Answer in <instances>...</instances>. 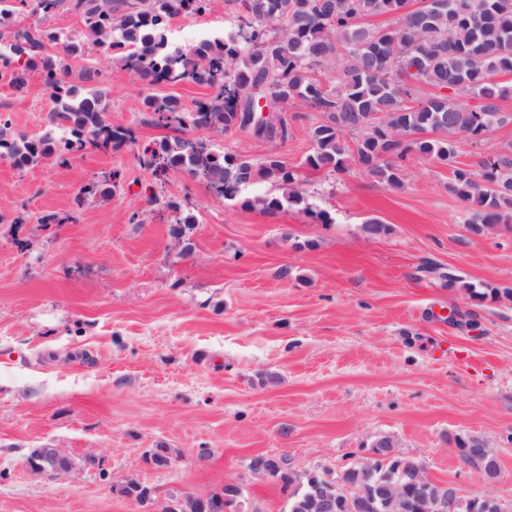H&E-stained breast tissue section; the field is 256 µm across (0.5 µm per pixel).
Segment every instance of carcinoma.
Segmentation results:
<instances>
[{
	"label": "carcinoma",
	"instance_id": "obj_1",
	"mask_svg": "<svg viewBox=\"0 0 512 512\" xmlns=\"http://www.w3.org/2000/svg\"><path fill=\"white\" fill-rule=\"evenodd\" d=\"M18 2L24 0H0V79L21 90L37 71L53 101L52 129L37 139L0 124V158L19 171L53 155L65 160L135 143L132 128L105 119L107 74L87 72L84 80L95 86L84 92L71 83L63 56L46 52L60 43L64 56L80 57L89 45L150 86L211 90L192 110L176 97L147 95L144 105L157 126L218 134L242 129L245 104L263 93L273 112L284 114L299 103L322 114L310 131L306 167L329 174L357 167L400 189L405 163L416 156L450 171L449 189L468 204L465 224L472 234L512 223V146L480 159L474 169L458 161L459 140L477 147L508 119L500 102L512 96V85L500 77L512 74V0H422L425 6L410 13L404 12L409 0H235V27L205 35L189 48L174 43L169 23L206 12L211 0H36L43 24L33 26L22 24ZM62 8L80 16L81 36L63 38L44 24ZM386 15L398 16L397 24L370 23ZM330 66L331 79H322ZM423 85L435 93L421 92ZM472 99L477 104H469ZM290 135L284 121L258 138L281 145ZM137 159L161 183L173 171L186 172L229 201L267 183L270 188L248 204L268 213L303 202L296 169L276 151L255 162L243 154L196 152L188 139L174 137L145 147ZM96 184L112 194L121 174L111 171ZM148 201L162 213L179 214L178 224L196 222L194 213L155 192ZM448 287L472 299L512 300L511 288L478 287L453 273ZM253 472L288 495V512H314L315 498L336 494L334 483L318 474L305 477L278 456ZM338 477L363 492L373 503L370 512H385L398 481L411 503L405 512H417L432 486L413 456H394L370 469L350 465ZM241 496V487L231 485L210 494L226 505L240 504Z\"/></svg>",
	"mask_w": 512,
	"mask_h": 512
}]
</instances>
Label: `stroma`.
<instances>
[{
  "mask_svg": "<svg viewBox=\"0 0 512 512\" xmlns=\"http://www.w3.org/2000/svg\"><path fill=\"white\" fill-rule=\"evenodd\" d=\"M236 8L212 0L173 19L172 36L189 45L224 32ZM66 63L75 79L109 72L105 118L138 141L23 173L0 158V512H137L117 492L130 479L166 499L235 483L239 512H285L286 494L248 471L250 456L337 472L382 435L433 481L512 497V301L471 299L447 279L512 288V228L472 235L450 172L424 159L408 161L399 189L357 168L301 167L321 118L301 107L278 151L304 204L269 215L180 171L157 187L136 154L170 131L152 124L145 97L190 108L207 88H152L93 50ZM52 107L38 73L19 91L0 80L15 131L41 136ZM113 170L121 187L101 196L95 178ZM155 188L189 200L197 223L159 214ZM71 210L76 223L39 222ZM370 218L387 233L366 234ZM472 435L495 450L498 481L457 454L454 438ZM159 446L171 451L164 469L145 461ZM36 448L80 465L33 473Z\"/></svg>",
  "mask_w": 512,
  "mask_h": 512,
  "instance_id": "35a3bbf8",
  "label": "stroma"
}]
</instances>
